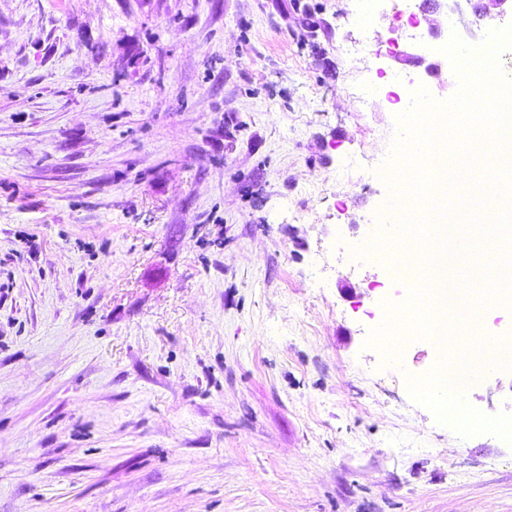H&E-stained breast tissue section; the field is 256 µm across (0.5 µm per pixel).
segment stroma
I'll list each match as a JSON object with an SVG mask.
<instances>
[{
  "mask_svg": "<svg viewBox=\"0 0 512 512\" xmlns=\"http://www.w3.org/2000/svg\"><path fill=\"white\" fill-rule=\"evenodd\" d=\"M396 76L455 92L390 0H0V512H512L368 343Z\"/></svg>",
  "mask_w": 512,
  "mask_h": 512,
  "instance_id": "obj_1",
  "label": "stroma"
}]
</instances>
